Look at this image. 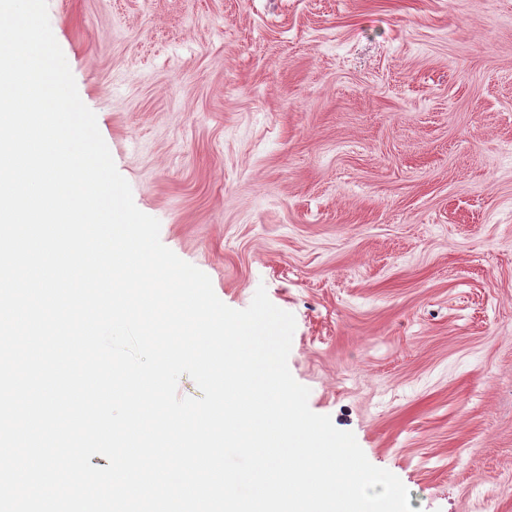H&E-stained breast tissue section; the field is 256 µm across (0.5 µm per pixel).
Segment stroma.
<instances>
[{
	"instance_id": "1",
	"label": "stroma",
	"mask_w": 512,
	"mask_h": 512,
	"mask_svg": "<svg viewBox=\"0 0 512 512\" xmlns=\"http://www.w3.org/2000/svg\"><path fill=\"white\" fill-rule=\"evenodd\" d=\"M135 205L413 512H512V0H48Z\"/></svg>"
}]
</instances>
